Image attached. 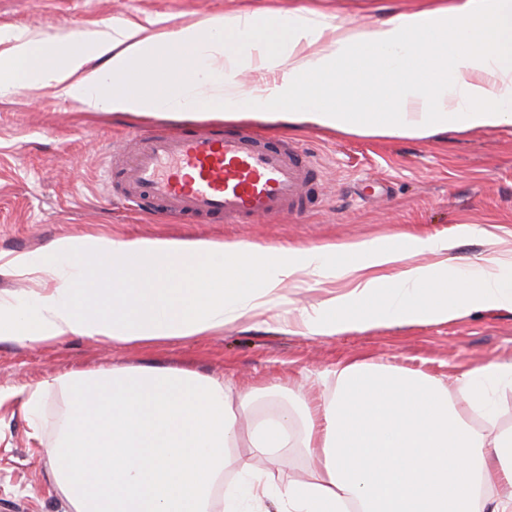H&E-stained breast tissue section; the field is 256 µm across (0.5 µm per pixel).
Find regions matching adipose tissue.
<instances>
[{"label":"adipose tissue","instance_id":"1","mask_svg":"<svg viewBox=\"0 0 512 512\" xmlns=\"http://www.w3.org/2000/svg\"><path fill=\"white\" fill-rule=\"evenodd\" d=\"M0 54V95L52 88L84 112H195L324 131L429 136L512 124V0H432L362 24L297 10H236L156 33L137 22L44 40L20 29ZM176 71L186 78L167 86ZM450 243L399 237L263 246L69 234L0 270L41 282L0 299V341L55 345L201 339L239 320L331 337L399 321L512 311V253L457 268ZM433 255L415 264L416 254ZM349 256L346 264L337 255ZM348 278L349 292L284 315L285 291ZM512 362L433 376L362 361L316 401L281 400L179 367L72 370L32 386L41 419L61 398L50 483L63 512H512V425L481 382ZM481 412L477 427L469 416ZM301 449L307 478L272 485L250 461ZM235 469L240 481L228 484Z\"/></svg>","mask_w":512,"mask_h":512}]
</instances>
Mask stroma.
I'll list each match as a JSON object with an SVG mask.
<instances>
[{"label": "stroma", "mask_w": 512, "mask_h": 512, "mask_svg": "<svg viewBox=\"0 0 512 512\" xmlns=\"http://www.w3.org/2000/svg\"><path fill=\"white\" fill-rule=\"evenodd\" d=\"M425 0H0V31L48 38L98 24L135 20L168 31L230 10L285 14L320 10L359 23L420 8ZM166 117L82 112L53 89L0 96V256L44 247L70 233L151 235L263 245H318L408 235L447 239L457 264L489 248L512 251V125L432 136H365L300 127L289 137L318 164L321 208L256 224H187L140 213L107 190L109 153L125 139L167 126ZM461 224L479 226L461 237ZM420 371L454 385L456 377L496 359L512 361V311L476 310L446 323H392L333 337L291 334L274 324L235 322L200 340L143 345L74 338L51 346L0 342V512H61L47 473L50 432L35 428L23 406L30 386L74 369L186 366L239 387L298 389L319 396L350 360Z\"/></svg>", "instance_id": "stroma-1"}]
</instances>
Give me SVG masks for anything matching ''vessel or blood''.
Listing matches in <instances>:
<instances>
[{
  "label": "vessel or blood",
  "instance_id": "obj_1",
  "mask_svg": "<svg viewBox=\"0 0 512 512\" xmlns=\"http://www.w3.org/2000/svg\"><path fill=\"white\" fill-rule=\"evenodd\" d=\"M118 189L139 210L248 224L306 214L321 203L311 156L250 129L155 132L131 140Z\"/></svg>",
  "mask_w": 512,
  "mask_h": 512
}]
</instances>
